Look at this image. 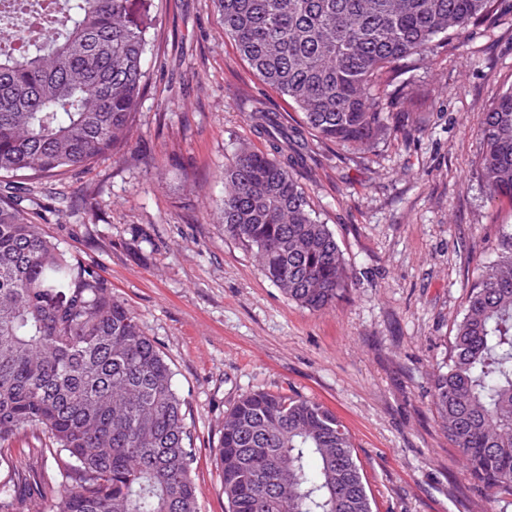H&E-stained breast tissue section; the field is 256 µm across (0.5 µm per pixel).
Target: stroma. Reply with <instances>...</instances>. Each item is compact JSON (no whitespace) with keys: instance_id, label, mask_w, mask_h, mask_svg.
Returning a JSON list of instances; mask_svg holds the SVG:
<instances>
[{"instance_id":"stroma-1","label":"stroma","mask_w":512,"mask_h":512,"mask_svg":"<svg viewBox=\"0 0 512 512\" xmlns=\"http://www.w3.org/2000/svg\"><path fill=\"white\" fill-rule=\"evenodd\" d=\"M130 146L31 184L45 236L91 268L167 355L185 398L200 512H224V415L249 392L329 406L349 427L373 512H512L471 479L431 404L466 295L512 231V201L476 169L479 128L512 85V0L463 39L405 61L383 100L413 127L358 153L308 138L296 171L352 280L311 311L265 278L215 213L224 168L263 148L255 112L301 114L224 34L212 0H155Z\"/></svg>"}]
</instances>
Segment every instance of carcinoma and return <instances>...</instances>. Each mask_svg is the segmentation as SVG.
Wrapping results in <instances>:
<instances>
[{
  "mask_svg": "<svg viewBox=\"0 0 512 512\" xmlns=\"http://www.w3.org/2000/svg\"><path fill=\"white\" fill-rule=\"evenodd\" d=\"M224 34L309 133L354 151L407 127L374 94L396 63L462 35L494 0H213ZM19 53L0 45V512H199L185 401L138 316L46 238L24 205L28 180L85 167L127 143L147 84L153 0H63L61 19ZM256 125L270 151L224 168V234L264 276L312 311L349 272L293 170L276 112ZM479 166L512 198V87L485 113ZM432 405L470 477L512 494V232L466 297ZM48 434L53 476L19 475L20 433ZM215 460L225 512H373L352 435L324 404L283 392L243 395Z\"/></svg>",
  "mask_w": 512,
  "mask_h": 512,
  "instance_id": "cac0c4a2",
  "label": "carcinoma"
}]
</instances>
